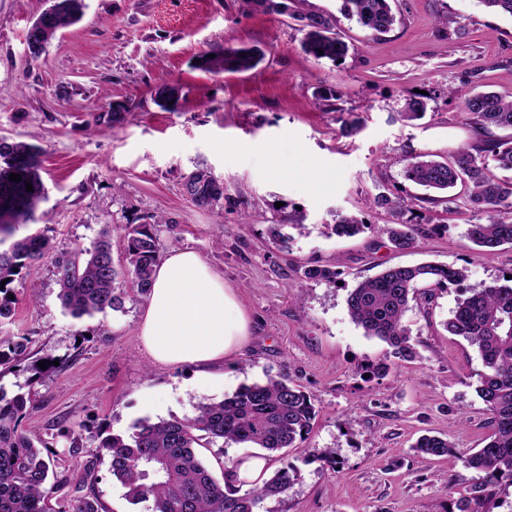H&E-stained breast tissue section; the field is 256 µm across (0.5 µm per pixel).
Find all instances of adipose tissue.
<instances>
[{
  "mask_svg": "<svg viewBox=\"0 0 512 512\" xmlns=\"http://www.w3.org/2000/svg\"><path fill=\"white\" fill-rule=\"evenodd\" d=\"M248 336L234 288L196 251H173L157 265L139 326L140 343L154 363L220 366Z\"/></svg>",
  "mask_w": 512,
  "mask_h": 512,
  "instance_id": "ef3b65f1",
  "label": "adipose tissue"
}]
</instances>
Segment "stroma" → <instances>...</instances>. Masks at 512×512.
I'll return each instance as SVG.
<instances>
[{
  "instance_id": "obj_1",
  "label": "stroma",
  "mask_w": 512,
  "mask_h": 512,
  "mask_svg": "<svg viewBox=\"0 0 512 512\" xmlns=\"http://www.w3.org/2000/svg\"><path fill=\"white\" fill-rule=\"evenodd\" d=\"M341 0H308L307 10L334 17L348 46L336 62L301 46L300 20L247 9L241 0H84L80 20L58 31L32 59L26 31L49 0H0V136L39 146L46 195L35 223L50 257L24 268L12 285L14 314L0 336L26 337L30 357L0 378L30 402L27 435L50 442L63 503L96 496L106 512H152L130 503L99 447L101 433H128L140 418L192 415L198 402L219 401L241 385L281 376L314 400L318 415L290 461L299 469L288 493L264 512H454L471 499L481 475L465 456L492 432L476 389L484 366L474 346L449 335L465 286L502 283L512 274V247L486 253L467 238L482 217L455 203L425 202L396 157L448 158L477 145L460 118L452 86L512 94V17L479 0H392V30L379 34L340 13ZM451 17L442 25L438 16ZM253 47L255 69L215 74L201 53ZM181 86L177 111L153 101L155 86ZM425 115L403 120L415 90ZM331 96L320 107L318 92ZM130 104L122 125L96 119L109 103ZM276 154L278 166L266 158ZM223 182L224 198L200 208L182 183L196 169ZM400 198L420 229L419 244L400 251L378 233L390 219L378 196ZM367 227L354 237L330 234L338 215ZM172 221L159 252L190 247L235 288L249 318L241 353L220 377L195 365L155 364L142 348L143 300L129 280L117 283L121 308L76 319L61 306L51 257L90 248L105 222ZM303 220L287 247L268 227ZM436 263L465 269L464 285L419 289L404 317L416 356L401 360L351 319L347 296L391 266ZM337 265L338 283L305 278L309 266ZM55 360L33 375L31 361ZM387 364L384 375L372 374ZM81 435L72 453L68 431ZM438 435L451 454L429 462L417 438ZM336 451V466L321 459Z\"/></svg>"
}]
</instances>
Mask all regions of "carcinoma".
Listing matches in <instances>:
<instances>
[{
  "label": "carcinoma",
  "mask_w": 512,
  "mask_h": 512,
  "mask_svg": "<svg viewBox=\"0 0 512 512\" xmlns=\"http://www.w3.org/2000/svg\"><path fill=\"white\" fill-rule=\"evenodd\" d=\"M303 0H246L265 13L304 21V50L315 59L336 62L348 51L336 37L333 22L316 13L300 14ZM391 0H341L340 11L354 17L377 33L389 32L396 22ZM83 0H52L28 27L26 42L32 57L41 56L57 32L79 20ZM323 54H318V51ZM264 53L252 48H227L222 54L200 55L203 69L221 73L246 72L255 68ZM461 118L485 132L492 128L512 129V98L495 92L458 91ZM181 87L162 83L154 89V100L164 110L177 107ZM427 104L420 98L405 99L402 112L407 120L418 119ZM129 105L112 103L98 116V122L112 129L125 120ZM499 169L512 171V138L496 136L482 140L474 150L463 149L449 161L418 156L407 162L405 177L422 187L446 191L457 183L468 185L465 206L483 215L485 222L470 225L467 238L475 246L492 251L512 245V184L490 175L487 161ZM39 148L31 143H0V193L7 190L18 200L17 208H0V320L13 315L15 300L11 284L20 270L50 254L48 238L40 233L17 235L21 225L36 223L35 211L45 187L38 173ZM21 175V181L9 179ZM33 191H26V184ZM184 194L198 207H210L224 198V184L210 173L197 170L185 177ZM391 210V223L379 233L398 249L418 246L416 225L405 220L406 205L383 197ZM169 222L153 224H104L89 250L60 254L52 258L56 268L59 299L75 318L92 317L122 304L116 291L119 275L112 260V237L119 234L134 295L148 297L152 275L159 263V233ZM366 224L355 215L339 217L331 225L337 236H355ZM308 279L336 281L338 271L327 266H311L303 271ZM465 278V271L445 265L425 263L390 267L353 288L347 306L353 322L365 334L386 342L402 360L415 356L403 318L409 310L411 294L418 285L443 289ZM448 334L462 336L477 347L485 371L477 394L490 414L492 434L485 447L471 453L466 465L482 474L475 486L480 494L501 482L512 484V278L508 283L467 288L453 316L447 322ZM29 339L0 337V374L26 355ZM28 397L22 390L9 395L0 386V512H50L49 484L54 452L48 442L25 434L20 424L27 412ZM316 417L311 396L286 379L268 376L263 381L244 384L231 396L217 402H201L196 414L152 422L140 419L131 432L109 434L99 443L110 458L112 476L125 488L128 500L136 504L150 499L154 512H258L269 498L285 495L298 479V470L288 461V449L306 439ZM248 443L279 455L282 466L262 485L242 493L232 487L228 476L217 479L201 459L198 449L211 443ZM422 459L452 452L448 440L423 436L415 445ZM66 512H105L95 497L81 496Z\"/></svg>",
  "instance_id": "carcinoma-1"
}]
</instances>
